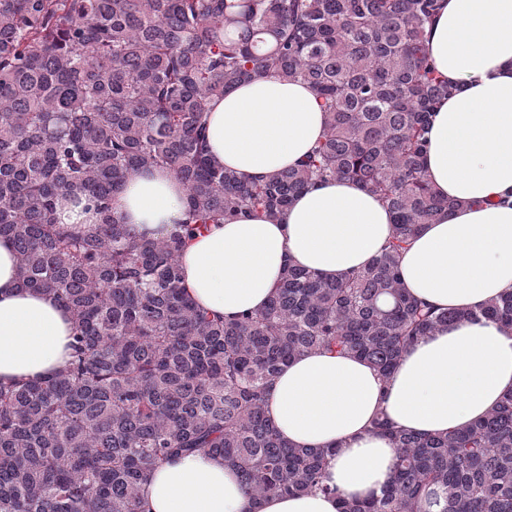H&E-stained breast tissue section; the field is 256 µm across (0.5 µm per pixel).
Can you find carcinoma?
I'll return each instance as SVG.
<instances>
[{"label":"carcinoma","mask_w":512,"mask_h":512,"mask_svg":"<svg viewBox=\"0 0 512 512\" xmlns=\"http://www.w3.org/2000/svg\"><path fill=\"white\" fill-rule=\"evenodd\" d=\"M438 0H0V237L25 288L73 314L66 367L0 383V512H143L162 460L224 457L256 500L334 489L331 448L287 446L265 412L289 360L350 353L387 376L452 321L512 329V292L477 311L405 294L399 257L451 207L424 175L426 132L448 81L427 53ZM276 75L310 85L323 140L257 182L207 157L205 114L233 86ZM185 188L182 231L136 235L111 199L140 168ZM357 182L392 213L364 269L336 281L290 267L270 303L209 317L181 286L186 239L210 224L275 217L308 186ZM68 201L96 214L65 224ZM396 453L380 495L340 512H512V391L445 435L373 423Z\"/></svg>","instance_id":"cac0c4a2"}]
</instances>
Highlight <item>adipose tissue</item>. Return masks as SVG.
<instances>
[{
    "instance_id": "ef3b65f1",
    "label": "adipose tissue",
    "mask_w": 512,
    "mask_h": 512,
    "mask_svg": "<svg viewBox=\"0 0 512 512\" xmlns=\"http://www.w3.org/2000/svg\"><path fill=\"white\" fill-rule=\"evenodd\" d=\"M430 58L455 90L431 117L424 158L431 185L456 206L422 225L399 271L414 298L472 310L512 291V0H440ZM325 114L307 84L277 76L238 84L207 114L209 153L262 181L297 166L316 146ZM114 216L160 238L186 219L185 191L168 169L132 175ZM393 232L386 206L349 180L316 183L278 217L209 225L180 256L183 285L209 314L232 320L260 310L285 268L328 281L367 266ZM73 321L55 295L20 286L12 240L0 237V381H37L69 359ZM512 390V335L493 321L452 322L411 345L382 378L358 357L315 351L292 359L268 389L266 413L290 445L338 452L324 472L332 494L254 501L223 457L161 462L143 486L145 512H338L339 498L379 494L394 475L395 427L444 434L487 415Z\"/></svg>"
}]
</instances>
